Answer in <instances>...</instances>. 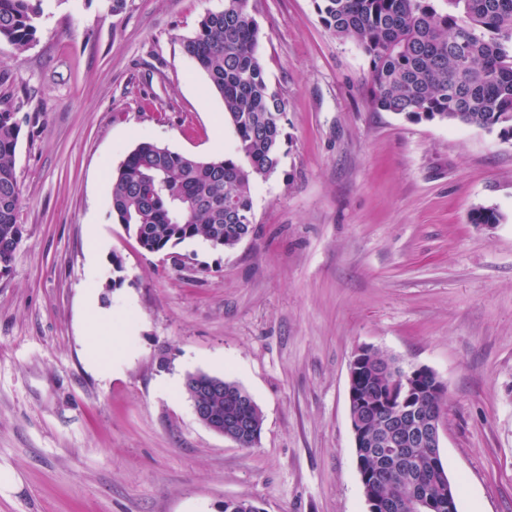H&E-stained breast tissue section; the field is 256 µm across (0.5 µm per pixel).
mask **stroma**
Instances as JSON below:
<instances>
[{
  "mask_svg": "<svg viewBox=\"0 0 512 512\" xmlns=\"http://www.w3.org/2000/svg\"><path fill=\"white\" fill-rule=\"evenodd\" d=\"M223 4L47 0L23 53L0 42L23 226L0 275V512H367L348 412L364 346L443 382L458 512H512V141L375 109L368 59L314 0H250L288 101L251 235L184 242L178 270L113 217L139 142L233 154L181 45ZM480 206L500 222L471 223ZM199 370L252 396L255 447L197 421L182 383Z\"/></svg>",
  "mask_w": 512,
  "mask_h": 512,
  "instance_id": "obj_1",
  "label": "stroma"
}]
</instances>
